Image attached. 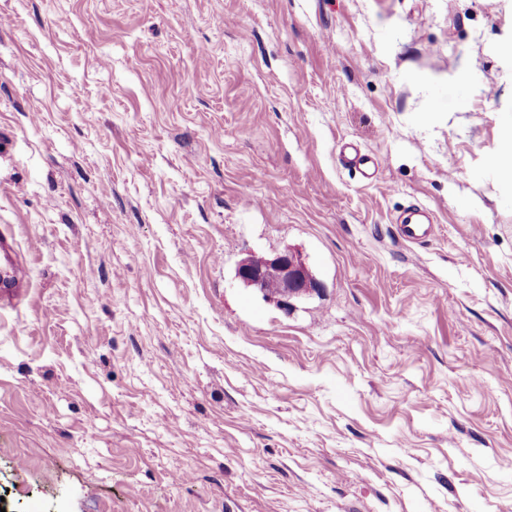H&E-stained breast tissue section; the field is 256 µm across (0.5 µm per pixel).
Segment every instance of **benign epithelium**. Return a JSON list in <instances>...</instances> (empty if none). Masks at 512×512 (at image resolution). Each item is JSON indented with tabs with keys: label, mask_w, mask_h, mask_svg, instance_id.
I'll use <instances>...</instances> for the list:
<instances>
[{
	"label": "benign epithelium",
	"mask_w": 512,
	"mask_h": 512,
	"mask_svg": "<svg viewBox=\"0 0 512 512\" xmlns=\"http://www.w3.org/2000/svg\"><path fill=\"white\" fill-rule=\"evenodd\" d=\"M236 277L283 309L290 299L321 288L301 259L288 250L273 256L247 255L238 262Z\"/></svg>",
	"instance_id": "1"
}]
</instances>
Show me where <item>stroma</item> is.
<instances>
[{
    "instance_id": "obj_1",
    "label": "stroma",
    "mask_w": 512,
    "mask_h": 512,
    "mask_svg": "<svg viewBox=\"0 0 512 512\" xmlns=\"http://www.w3.org/2000/svg\"><path fill=\"white\" fill-rule=\"evenodd\" d=\"M509 123L512 0H0L6 512L512 507ZM396 229L401 239L418 243L432 234L433 224L425 223L417 217L410 216L397 224ZM236 277L246 288L261 293L283 309L288 308L291 298L321 287L301 259L288 250L273 256L247 255L238 262Z\"/></svg>"
}]
</instances>
